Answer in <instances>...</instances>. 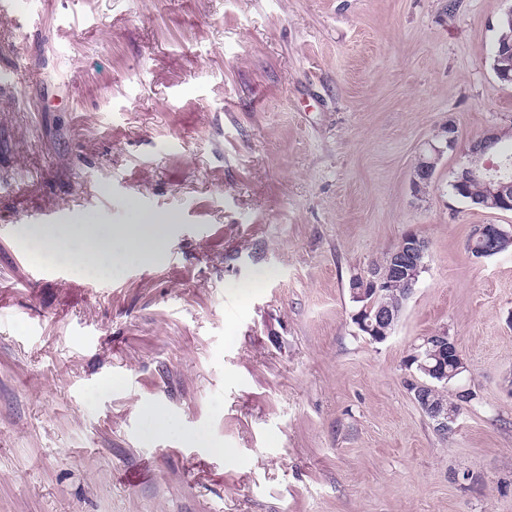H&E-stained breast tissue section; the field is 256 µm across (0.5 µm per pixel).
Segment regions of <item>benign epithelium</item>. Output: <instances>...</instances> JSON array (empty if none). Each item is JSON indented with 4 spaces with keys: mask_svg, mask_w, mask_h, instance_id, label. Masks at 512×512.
Listing matches in <instances>:
<instances>
[{
    "mask_svg": "<svg viewBox=\"0 0 512 512\" xmlns=\"http://www.w3.org/2000/svg\"><path fill=\"white\" fill-rule=\"evenodd\" d=\"M493 67L496 74L505 80H512V50L498 47L493 56ZM501 132L493 129L472 140L465 150V161L457 170L453 185L461 188L471 182L484 184L491 205L503 211H512V178L506 171L507 165L486 164L482 168L471 164V156L497 144L501 140ZM439 143L430 147L428 154L417 159L413 167V184L416 190L424 191L432 185L437 163L444 149H452L456 145V129L453 124L445 125L438 135ZM474 237L484 243L478 249H470L476 258L490 257L496 254L498 244L505 239L512 240V232L505 230L500 224H482L474 230ZM428 252V244L414 232L405 233L389 251L384 266H371L369 275L352 282L351 293L358 302L370 296L378 295L390 287L396 279L415 286L419 270ZM399 321V313L388 305H379L373 319L359 323L375 342L387 340L395 332ZM420 350L418 359L419 370L435 381H446L448 377L468 371V365L461 356L456 343L447 332L439 331L421 337L416 345ZM430 384L417 380L409 385V390L419 408L433 422L434 428L446 433L453 430L462 410V406L448 407L435 399L429 398L423 390Z\"/></svg>",
    "mask_w": 512,
    "mask_h": 512,
    "instance_id": "obj_1",
    "label": "benign epithelium"
}]
</instances>
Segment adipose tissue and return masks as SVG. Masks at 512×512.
Returning a JSON list of instances; mask_svg holds the SVG:
<instances>
[{"mask_svg": "<svg viewBox=\"0 0 512 512\" xmlns=\"http://www.w3.org/2000/svg\"><path fill=\"white\" fill-rule=\"evenodd\" d=\"M163 222V217L141 214L137 223L112 231L104 243L88 224H71L57 232L42 224H31L27 227L25 245L43 258L67 259L91 274L103 276L109 274L115 258L148 261L160 241L158 227ZM78 240L83 246L77 250L73 244Z\"/></svg>", "mask_w": 512, "mask_h": 512, "instance_id": "obj_1", "label": "adipose tissue"}]
</instances>
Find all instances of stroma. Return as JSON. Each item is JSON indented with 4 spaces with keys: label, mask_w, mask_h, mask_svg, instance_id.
Segmentation results:
<instances>
[{
    "label": "stroma",
    "mask_w": 512,
    "mask_h": 512,
    "mask_svg": "<svg viewBox=\"0 0 512 512\" xmlns=\"http://www.w3.org/2000/svg\"><path fill=\"white\" fill-rule=\"evenodd\" d=\"M447 2L0 10V512H512V250H467L512 211L451 188L487 128L512 146V0ZM140 212L154 256L103 277L24 245ZM409 231L425 270L375 343L350 285ZM442 330L476 394L446 434L405 367ZM438 145H432L428 154L420 156L413 167V184L416 191H424L432 186L437 163L445 148H454L456 145V129L448 123L441 128L438 135Z\"/></svg>",
    "instance_id": "1"
}]
</instances>
